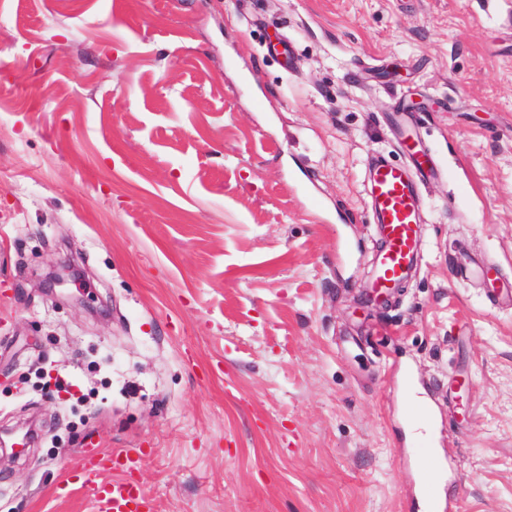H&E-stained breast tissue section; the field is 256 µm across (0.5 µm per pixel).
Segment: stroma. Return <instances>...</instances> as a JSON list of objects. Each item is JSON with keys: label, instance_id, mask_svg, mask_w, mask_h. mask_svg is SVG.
Segmentation results:
<instances>
[{"label": "stroma", "instance_id": "obj_1", "mask_svg": "<svg viewBox=\"0 0 512 512\" xmlns=\"http://www.w3.org/2000/svg\"><path fill=\"white\" fill-rule=\"evenodd\" d=\"M401 98L450 174L376 306ZM462 248L512 280V0H0V512H93L90 446L153 512H416L408 374L458 512H512V306ZM489 263L472 257H464L451 268L454 280L484 281L488 274Z\"/></svg>", "mask_w": 512, "mask_h": 512}]
</instances>
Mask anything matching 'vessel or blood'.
I'll use <instances>...</instances> for the list:
<instances>
[{
	"label": "vessel or blood",
	"instance_id": "obj_1",
	"mask_svg": "<svg viewBox=\"0 0 512 512\" xmlns=\"http://www.w3.org/2000/svg\"><path fill=\"white\" fill-rule=\"evenodd\" d=\"M409 146L408 163L399 166L385 157H371L366 168L369 207L374 216L373 229L379 247L372 258L369 280L374 301L391 298L395 288L413 276L420 255L423 224L418 210V198L424 182L443 172L429 151L413 136L406 135ZM486 261L466 257L451 269L456 280H485ZM140 461L136 449L122 451L113 457L98 456L88 448L78 459L82 472V487L93 500L96 512H150L145 498L130 480L129 474ZM116 471L109 482L97 481L99 471ZM423 512H456L457 507L440 484L432 482L422 489Z\"/></svg>",
	"mask_w": 512,
	"mask_h": 512
}]
</instances>
